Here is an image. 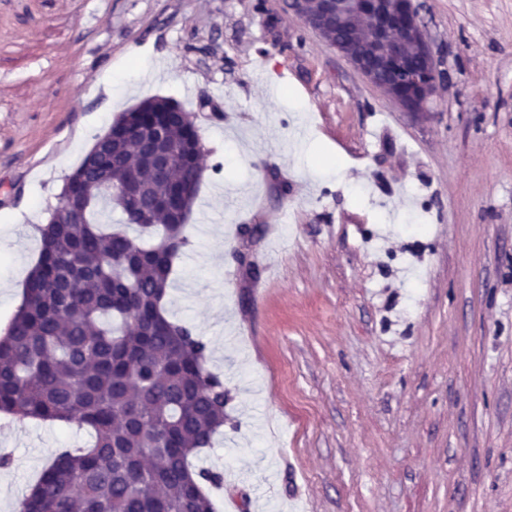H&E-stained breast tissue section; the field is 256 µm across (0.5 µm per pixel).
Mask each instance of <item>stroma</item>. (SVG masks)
Segmentation results:
<instances>
[{"mask_svg":"<svg viewBox=\"0 0 512 512\" xmlns=\"http://www.w3.org/2000/svg\"><path fill=\"white\" fill-rule=\"evenodd\" d=\"M419 2L414 116L284 0H0V326L96 136L154 96L199 129L166 309L229 392L217 512H512V0ZM88 439L0 420V512Z\"/></svg>","mask_w":512,"mask_h":512,"instance_id":"obj_1","label":"stroma"}]
</instances>
